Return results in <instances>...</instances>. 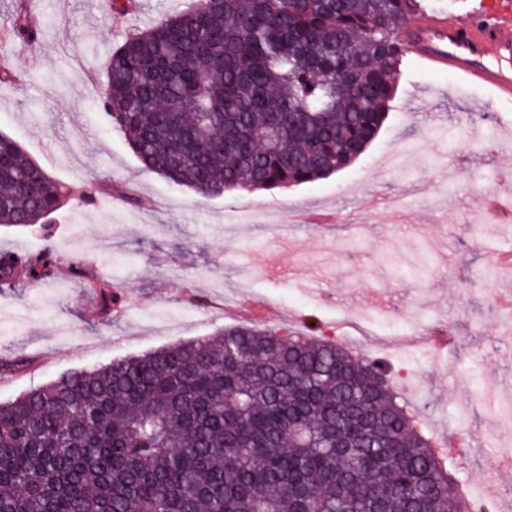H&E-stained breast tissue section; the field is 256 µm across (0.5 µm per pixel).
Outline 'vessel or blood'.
Segmentation results:
<instances>
[{
    "mask_svg": "<svg viewBox=\"0 0 512 512\" xmlns=\"http://www.w3.org/2000/svg\"><path fill=\"white\" fill-rule=\"evenodd\" d=\"M407 53L429 70H441L458 80L488 88L496 97L512 100V11L498 10L459 22L433 13L410 20L401 34ZM472 446L467 437L443 438L441 454L465 458Z\"/></svg>",
    "mask_w": 512,
    "mask_h": 512,
    "instance_id": "vessel-or-blood-1",
    "label": "vessel or blood"
}]
</instances>
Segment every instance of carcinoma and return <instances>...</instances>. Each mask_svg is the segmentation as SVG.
Masks as SVG:
<instances>
[{
    "mask_svg": "<svg viewBox=\"0 0 512 512\" xmlns=\"http://www.w3.org/2000/svg\"><path fill=\"white\" fill-rule=\"evenodd\" d=\"M425 0H199L127 33L100 104L142 171L200 198L288 188L357 159L388 117ZM17 0L12 41L42 39ZM0 226L47 230L94 201L0 132ZM66 274L50 246L0 251V288ZM380 360L334 340L227 326L0 402V512H462L458 481Z\"/></svg>",
    "mask_w": 512,
    "mask_h": 512,
    "instance_id": "obj_1",
    "label": "carcinoma"
}]
</instances>
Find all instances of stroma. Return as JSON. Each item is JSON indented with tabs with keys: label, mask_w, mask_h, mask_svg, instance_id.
I'll return each mask as SVG.
<instances>
[{
	"label": "stroma",
	"mask_w": 512,
	"mask_h": 512,
	"mask_svg": "<svg viewBox=\"0 0 512 512\" xmlns=\"http://www.w3.org/2000/svg\"><path fill=\"white\" fill-rule=\"evenodd\" d=\"M34 0L48 37L6 41L14 0H0V131L57 180L97 184L93 204L51 219L52 236L0 229V249L86 259L121 290L124 311L93 321L92 290L60 276L0 291V358L29 363L0 374V401L64 373L162 348L237 324L224 304L263 298L267 326L323 336L355 323L362 354L382 359L423 435L474 437L460 484L512 490V322L498 297L512 274L489 271L493 250L512 252V222L460 224L493 204L512 177V101L456 83L405 58L388 118L372 145L336 175L287 189L229 192L202 201L142 173L98 104L110 52L128 30L188 9L193 0ZM136 194L146 205L127 201ZM449 326L438 350L424 331Z\"/></svg>",
	"instance_id": "obj_1"
}]
</instances>
